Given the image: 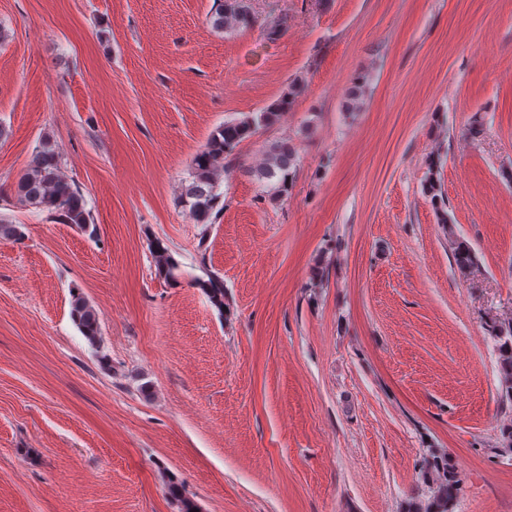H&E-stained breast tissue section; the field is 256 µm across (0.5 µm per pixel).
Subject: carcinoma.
Segmentation results:
<instances>
[{"label":"carcinoma","mask_w":512,"mask_h":512,"mask_svg":"<svg viewBox=\"0 0 512 512\" xmlns=\"http://www.w3.org/2000/svg\"><path fill=\"white\" fill-rule=\"evenodd\" d=\"M254 23L247 0H220L211 16L213 28L223 31L248 28ZM295 92L296 83L293 82L276 103L228 121L210 133L203 148L192 159L189 184L181 196V203L197 223H208L223 198L219 185L224 176V159L234 156L243 142L275 122L279 113L291 106ZM296 166L295 148L286 141L276 142L266 149L263 163L253 169L252 174L258 181L270 183L272 197L282 198L288 195ZM17 192L23 203L48 212L58 223L95 234L82 191L66 175L59 153L49 139L42 140L36 149L28 169L18 181ZM150 246L158 274L175 280L178 263L168 247L159 239L153 240ZM452 251L459 270L466 272L476 263V254L466 241H452ZM196 284L203 288L214 306L224 309V281L221 278L211 276L197 280ZM71 314L90 345L99 346L100 313L77 294L72 298ZM488 334L499 355L500 397L512 403V317L489 325ZM419 481L423 485L421 497L408 502L405 512H449L460 491V478L449 458L433 455L424 459L419 468ZM168 493L179 503V512H191L196 508L178 485H168Z\"/></svg>","instance_id":"1"}]
</instances>
